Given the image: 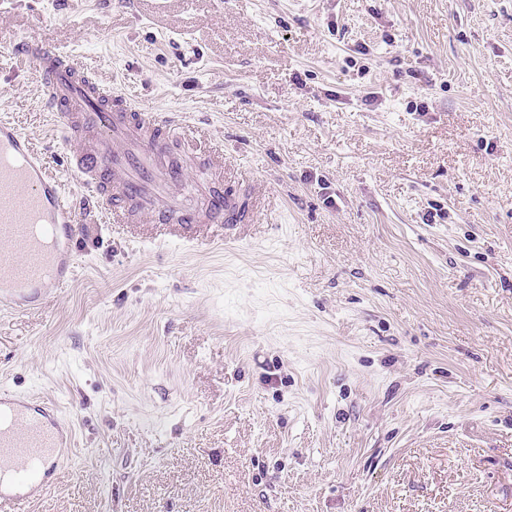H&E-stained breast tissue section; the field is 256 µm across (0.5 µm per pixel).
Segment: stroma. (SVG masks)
<instances>
[{"label":"stroma","instance_id":"35a3bbf8","mask_svg":"<svg viewBox=\"0 0 512 512\" xmlns=\"http://www.w3.org/2000/svg\"><path fill=\"white\" fill-rule=\"evenodd\" d=\"M22 37L253 211L82 207L72 283L0 309V386L76 440L31 512H512V0H11L0 117L56 159Z\"/></svg>","mask_w":512,"mask_h":512}]
</instances>
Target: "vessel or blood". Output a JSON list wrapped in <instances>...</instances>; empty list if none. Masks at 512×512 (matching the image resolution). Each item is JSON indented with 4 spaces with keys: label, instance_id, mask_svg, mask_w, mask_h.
I'll return each instance as SVG.
<instances>
[{
    "label": "vessel or blood",
    "instance_id": "vessel-or-blood-1",
    "mask_svg": "<svg viewBox=\"0 0 512 512\" xmlns=\"http://www.w3.org/2000/svg\"><path fill=\"white\" fill-rule=\"evenodd\" d=\"M11 52L40 75L43 103L57 113L63 139L76 143L62 172L15 123L0 119V306L41 305L48 289L69 285L75 273L76 215L61 175L79 181L106 224L250 223L244 201L224 189V160L210 156L209 179L197 189L201 209L176 188L187 170L170 151L179 123L131 103L103 85L75 57L37 39ZM69 431L57 407L11 390L0 392V512H29L55 486Z\"/></svg>",
    "mask_w": 512,
    "mask_h": 512
}]
</instances>
